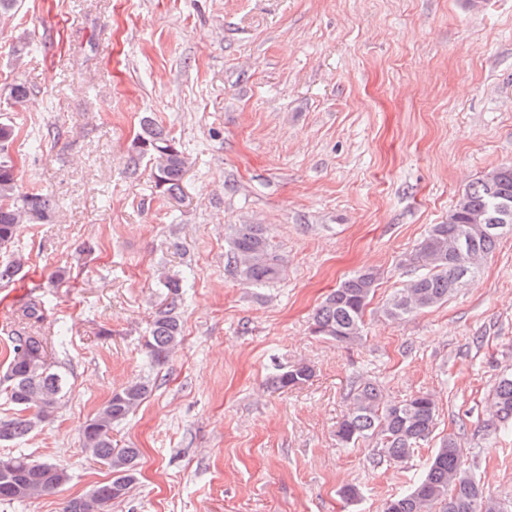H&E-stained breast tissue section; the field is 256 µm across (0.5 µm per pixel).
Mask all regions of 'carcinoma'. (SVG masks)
<instances>
[{"mask_svg":"<svg viewBox=\"0 0 512 512\" xmlns=\"http://www.w3.org/2000/svg\"><path fill=\"white\" fill-rule=\"evenodd\" d=\"M16 138L15 126L0 121V282L13 280L24 266L15 241L22 224H46L54 216L56 203L43 190L26 189L15 171L9 147ZM136 155L148 157L155 168L158 186L171 196L181 192L188 164L182 150L164 130L148 120L134 140ZM482 214L489 224L502 229L485 233L472 223ZM512 236V167L494 183L478 178L458 198L448 220L434 224L419 242L411 261L421 273L400 290L386 313L403 318L431 309L446 301L463 284L481 261L493 255L501 240ZM228 264L247 286H264L283 272L282 257L270 244L262 224L234 225L228 249ZM379 274L357 272L332 289L315 310L312 331L340 344L361 341L367 307L378 286ZM161 286L172 295L171 303L159 311L146 340L153 362L164 363L182 340L177 299L182 280L167 278ZM312 369L303 363L280 368L273 375L278 388L307 381ZM8 397L17 415L0 419V442L24 438L38 423L57 411L66 387L65 376L47 363L45 342L28 331L12 338L7 368ZM152 391L148 380L132 383L112 392L82 429V448L106 464L112 478L97 485L84 498L68 501L65 512H106L112 502L128 496L137 481L139 449L112 445V429L126 420ZM352 405L340 423L337 439L353 445L360 439L375 438L384 456L403 461L414 455L436 424L437 405L433 397L419 392L401 402H388L380 388L364 382L351 390ZM497 419L512 421V374L503 376L492 393ZM0 501H26L52 493L70 481V473L55 463L37 461L27 454L0 455ZM383 512H507L502 499L485 491L465 467L460 448L451 435L445 437L430 459L424 476L406 494L390 497Z\"/></svg>","mask_w":512,"mask_h":512,"instance_id":"cac0c4a2","label":"carcinoma"}]
</instances>
